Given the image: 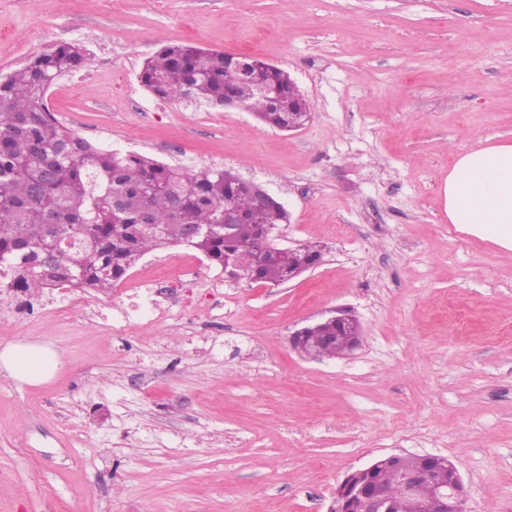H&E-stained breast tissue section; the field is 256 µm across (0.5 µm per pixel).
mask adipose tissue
Wrapping results in <instances>:
<instances>
[{
	"instance_id": "obj_1",
	"label": "adipose tissue",
	"mask_w": 512,
	"mask_h": 512,
	"mask_svg": "<svg viewBox=\"0 0 512 512\" xmlns=\"http://www.w3.org/2000/svg\"><path fill=\"white\" fill-rule=\"evenodd\" d=\"M446 197L450 224L512 250V143L457 154ZM62 367L56 351L37 344L18 342L0 349V373L16 381L40 384Z\"/></svg>"
}]
</instances>
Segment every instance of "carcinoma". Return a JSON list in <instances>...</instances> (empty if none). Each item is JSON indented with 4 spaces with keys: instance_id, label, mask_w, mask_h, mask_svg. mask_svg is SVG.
Returning <instances> with one entry per match:
<instances>
[{
    "instance_id": "cac0c4a2",
    "label": "carcinoma",
    "mask_w": 512,
    "mask_h": 512,
    "mask_svg": "<svg viewBox=\"0 0 512 512\" xmlns=\"http://www.w3.org/2000/svg\"><path fill=\"white\" fill-rule=\"evenodd\" d=\"M86 48L61 42L0 77V276L7 286L31 292L57 285L112 288L146 254L185 244L211 262L234 263L240 278L268 284L305 257L275 249L274 265L255 258L264 229L289 222L286 208L261 204L226 169L187 172L151 157L103 148L60 123L45 95L56 78L84 68ZM288 72L279 69L266 89L239 79L224 52L169 44L147 60L143 85L173 101L224 107L233 94L263 123L282 128L311 110L288 94ZM231 206L237 223L218 218ZM201 235L187 241V228Z\"/></svg>"
}]
</instances>
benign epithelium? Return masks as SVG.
Instances as JSON below:
<instances>
[{
    "label": "benign epithelium",
    "mask_w": 512,
    "mask_h": 512,
    "mask_svg": "<svg viewBox=\"0 0 512 512\" xmlns=\"http://www.w3.org/2000/svg\"><path fill=\"white\" fill-rule=\"evenodd\" d=\"M260 203L276 202L262 185L239 179ZM336 324V337L313 335L324 324ZM360 325L351 315L338 311L336 314L297 330L291 337V345L299 354L308 358L322 357L319 341L336 343L350 352L359 345ZM448 467V482L436 488L435 495L442 499L444 512H465L463 481L458 467L448 458L430 454L414 455L391 453L348 474L336 488V507L331 512H427L426 502L420 497L422 486L431 480L435 470ZM399 474L402 493L391 494L380 480V472Z\"/></svg>",
    "instance_id": "benign-epithelium-1"
}]
</instances>
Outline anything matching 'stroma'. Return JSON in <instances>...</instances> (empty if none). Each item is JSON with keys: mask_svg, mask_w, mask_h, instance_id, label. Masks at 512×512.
<instances>
[{"mask_svg": "<svg viewBox=\"0 0 512 512\" xmlns=\"http://www.w3.org/2000/svg\"><path fill=\"white\" fill-rule=\"evenodd\" d=\"M60 42L86 68L47 103L93 141L197 172L230 169L287 209L285 247L322 262L279 285L225 282L194 249L133 275L183 281L122 335L0 318V348L57 350L38 385L0 374V512H328L391 453L454 460L466 512H512V251L448 222L455 153L512 142V0H0V75ZM261 58L312 105L284 132L251 112L158 98L172 43ZM354 316L349 354L302 358L298 329Z\"/></svg>", "mask_w": 512, "mask_h": 512, "instance_id": "obj_1", "label": "stroma"}]
</instances>
